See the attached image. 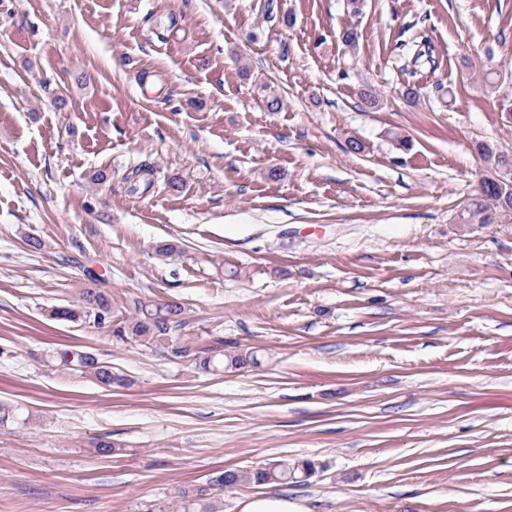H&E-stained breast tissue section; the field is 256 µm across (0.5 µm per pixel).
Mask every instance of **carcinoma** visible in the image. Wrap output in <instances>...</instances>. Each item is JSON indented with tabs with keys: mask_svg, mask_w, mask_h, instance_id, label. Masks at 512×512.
I'll return each mask as SVG.
<instances>
[{
	"mask_svg": "<svg viewBox=\"0 0 512 512\" xmlns=\"http://www.w3.org/2000/svg\"><path fill=\"white\" fill-rule=\"evenodd\" d=\"M478 155L488 164L484 170L479 189L468 197L456 216L459 224H495L512 217V148L491 143L476 145ZM182 307L177 303L163 306L138 304L135 317L112 326V337L125 342L134 339L145 345H153L169 339L170 332L181 325L178 316ZM55 315L67 320H81L101 326L112 318V304L107 294L90 285L80 293V305L76 309L62 308ZM61 358L72 370L90 374L107 387H122L126 379L85 351H64ZM257 363L254 356L237 354L220 360L206 356L199 365L206 371H222L240 368L247 363ZM316 466L311 461H275L265 467L226 469L214 473L206 485L184 493V498L193 499L195 505L206 508L210 496L224 489L242 486L301 483L314 476Z\"/></svg>",
	"mask_w": 512,
	"mask_h": 512,
	"instance_id": "obj_1",
	"label": "carcinoma"
}]
</instances>
